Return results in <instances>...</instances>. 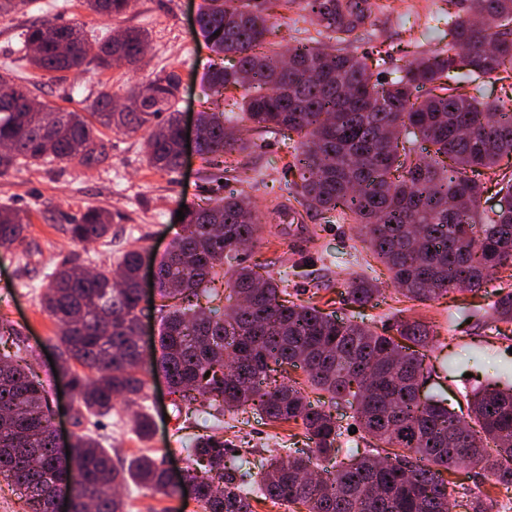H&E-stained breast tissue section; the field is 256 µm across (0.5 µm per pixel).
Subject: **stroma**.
<instances>
[{
    "label": "stroma",
    "mask_w": 512,
    "mask_h": 512,
    "mask_svg": "<svg viewBox=\"0 0 512 512\" xmlns=\"http://www.w3.org/2000/svg\"><path fill=\"white\" fill-rule=\"evenodd\" d=\"M203 0H131L118 16L103 18L86 9L83 0H20L15 11L0 15V76L28 88L48 105L81 110L99 94L125 98L131 87L173 69L180 73L178 108L186 129H194L199 112L208 106L205 75L217 57L207 48L195 25ZM373 10L359 32L347 43V52L361 54L377 47L390 48L395 58L411 59L448 42L446 0H370ZM50 20L75 23L89 38L105 32L134 27L147 30L149 44L143 59L107 70L95 65L64 73L63 77L33 68L16 47L35 22ZM245 137L263 142L261 151L243 155L249 179L224 183L225 192L242 191L267 211L288 200V184L281 174L288 160V141L262 136L250 123H242ZM105 154L98 162L45 163L22 167L0 175V204L21 210L29 218L23 241L0 248V319L8 320L19 332V345H0V353L22 348L33 358L34 368L48 392L55 414L54 426L62 438L89 429L98 434L114 461L127 463L143 451H151L163 467L178 472L187 465L184 450L189 440L202 433V422L180 415L174 397L160 372L146 374V386L137 402L117 401L111 416L92 418L77 425L71 407L75 395L63 376L57 375L48 357L54 354L56 326L40 307L44 272L50 262L72 256L88 270L116 268L123 254L132 248L145 256L142 340L150 354H157L160 327V299L152 288V273L165 256L180 229L176 213L181 206L207 201L210 184L205 164L194 148H187L184 165L175 173L149 166L138 133L112 129L104 131ZM108 210L113 216L111 242L85 246L74 244L67 226L87 208ZM261 252L273 273L286 280L296 302L324 305L338 317L391 331L399 315L418 317L437 329L426 351L432 376L422 394L443 400L451 409L463 404L466 394L496 383L512 384V331L494 332L492 306L512 276L492 274L476 292L451 290L434 301L419 304L385 290L373 305L352 304L343 287L358 276L386 280L387 271L361 240L356 225L315 213L304 214L301 223L267 225L258 248H244L236 261L250 262ZM324 281L315 289L316 281ZM150 414L157 430L150 442L133 432L137 412ZM225 436L244 437L253 466H260L271 451L309 448L301 426L272 424L259 417H224ZM453 483L456 506L453 512H470L472 502H485L489 512H503L504 489L492 486L486 471L469 464L447 472ZM128 512H200L188 496L165 497L149 489L129 486L124 491Z\"/></svg>",
    "instance_id": "obj_1"
}]
</instances>
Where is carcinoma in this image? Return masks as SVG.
Segmentation results:
<instances>
[{"instance_id": "obj_1", "label": "carcinoma", "mask_w": 512, "mask_h": 512, "mask_svg": "<svg viewBox=\"0 0 512 512\" xmlns=\"http://www.w3.org/2000/svg\"><path fill=\"white\" fill-rule=\"evenodd\" d=\"M102 17L124 12L130 0H85ZM312 16L317 36L299 40L283 55L271 47L274 6ZM368 0H208L198 13L199 32L218 57L212 65L211 107L197 117L196 151L205 164L243 154L240 128L217 107L229 88L243 90L241 120L292 142L284 175L295 187L286 209L268 220L292 224L299 209L335 211L357 224L391 282L406 299L424 304L450 288L477 290L496 269L512 270V174L497 172L512 159V109L484 102L447 84L455 73L475 78L504 73L512 79V0H470L448 11L445 46L430 50L382 80L374 70L392 54L369 55L318 47L319 38L346 42L367 18ZM147 33L128 28L92 46L77 24L44 21L24 33L20 52L38 69L64 72L95 63L101 69L138 59ZM181 76L174 70L130 90L121 107L98 94L88 113L59 110L49 128L42 112L0 108V174L20 165L59 161L89 165L105 153L99 128L144 133L150 166L175 172L182 165ZM490 182L497 206L478 212ZM113 216L89 208L67 232L78 244L105 241ZM263 230L258 211L239 193L190 207L170 251L158 265L157 290L165 301L160 358L143 355L139 322L142 253L126 251L117 270L89 272L64 258L46 273L40 305L58 327L60 369L77 395L76 421L112 414L119 397L134 399L143 373L158 369L172 383L178 410L259 415L273 424L301 423L313 448L271 456L251 488L250 462L233 457L224 428L196 436L186 448L185 481L197 488L201 512H253L258 492L273 504L288 501L306 512H449L451 493L442 471L489 460L497 484L512 486V387L487 385L467 399V416L441 400L424 401L414 388L431 370L419 349L435 331L420 318H403L395 336L296 303L259 259L224 268L230 252L253 245ZM17 209L0 205V248L23 238ZM226 281L234 303L214 287ZM381 282L356 277L350 301L377 300ZM491 317L512 325V290L499 296ZM300 368L313 388L352 411L363 438L386 457L366 452L335 470L312 472L341 452L336 417L312 405L302 383H276L274 368ZM133 430L153 438L155 424L139 413ZM72 457L54 451L51 407L31 368L0 356V475L22 491L28 512H53L54 477L75 485L76 512H125L119 489L128 478L168 497L177 494L156 458L138 456L117 465L95 435L73 440Z\"/></svg>"}]
</instances>
